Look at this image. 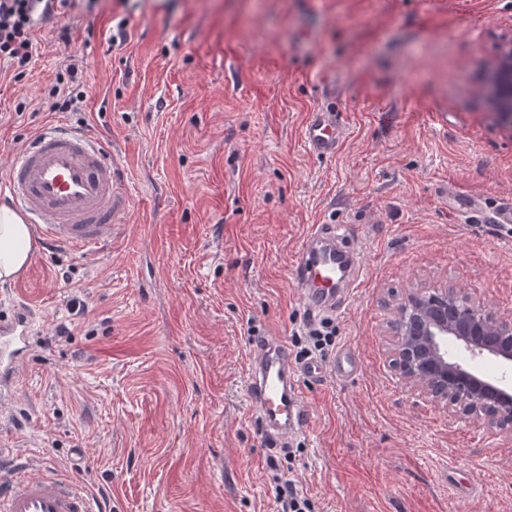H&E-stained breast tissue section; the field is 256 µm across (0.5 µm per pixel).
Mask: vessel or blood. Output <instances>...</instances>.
I'll list each match as a JSON object with an SVG mask.
<instances>
[{
  "label": "vessel or blood",
  "mask_w": 512,
  "mask_h": 512,
  "mask_svg": "<svg viewBox=\"0 0 512 512\" xmlns=\"http://www.w3.org/2000/svg\"><path fill=\"white\" fill-rule=\"evenodd\" d=\"M342 136L335 110L319 108L308 113L304 138L313 153L335 156ZM7 188L14 209L39 239L78 249L104 242L112 232L115 214L129 203L106 146L90 131H74L61 124L43 128L17 153ZM353 266V256L337 252L323 230L309 233L293 261L308 310L335 308L336 285L348 279ZM31 331L27 312L0 319V390L13 385L28 359ZM357 370L349 351H340L327 365L317 359L298 365L282 337L261 336L250 349L248 400L267 436L284 440L310 422L297 385L299 376L317 377L328 371L347 378ZM0 512L105 510L76 479L48 470L32 475L15 463L9 479L0 482Z\"/></svg>",
  "instance_id": "obj_1"
}]
</instances>
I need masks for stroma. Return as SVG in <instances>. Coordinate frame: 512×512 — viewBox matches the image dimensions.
Here are the masks:
<instances>
[{
	"label": "stroma",
	"instance_id": "stroma-1",
	"mask_svg": "<svg viewBox=\"0 0 512 512\" xmlns=\"http://www.w3.org/2000/svg\"><path fill=\"white\" fill-rule=\"evenodd\" d=\"M114 16L130 26L112 48ZM71 24L72 49L38 27L27 76L0 78V204L52 122L111 148L131 203L104 249L41 245L0 281V317L35 311L0 456L77 476L112 512H277L288 478L313 512H512V445L403 385L387 336L389 300L414 285L512 317V224L461 206L512 207V133L481 83L512 0H99ZM74 50L84 101L45 111ZM329 102L346 133L320 157L303 125ZM319 225L361 257L320 316L359 370L302 378L310 425L278 448L246 362L253 337L307 336L293 259Z\"/></svg>",
	"mask_w": 512,
	"mask_h": 512
}]
</instances>
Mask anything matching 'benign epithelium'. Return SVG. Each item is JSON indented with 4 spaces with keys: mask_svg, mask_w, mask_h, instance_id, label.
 <instances>
[{
    "mask_svg": "<svg viewBox=\"0 0 512 512\" xmlns=\"http://www.w3.org/2000/svg\"><path fill=\"white\" fill-rule=\"evenodd\" d=\"M483 83L499 122L512 131V37L486 62ZM391 367L418 396L452 417L473 420L512 443V379L489 378L449 358L448 339L473 357L512 366V317L452 285L409 288L389 303Z\"/></svg>",
    "mask_w": 512,
    "mask_h": 512,
    "instance_id": "obj_1",
    "label": "benign epithelium"
}]
</instances>
